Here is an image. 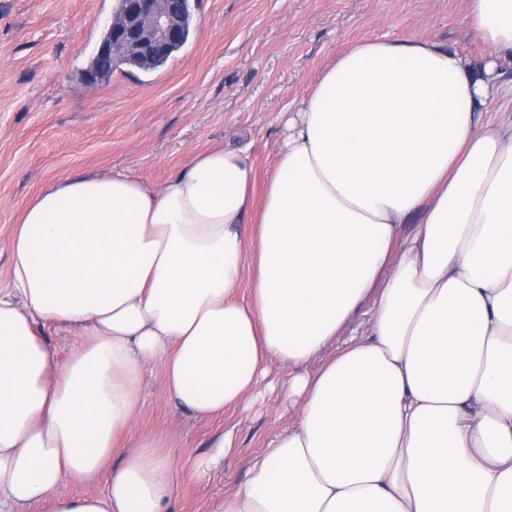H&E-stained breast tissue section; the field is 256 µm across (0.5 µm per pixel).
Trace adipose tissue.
Here are the masks:
<instances>
[{
    "mask_svg": "<svg viewBox=\"0 0 512 512\" xmlns=\"http://www.w3.org/2000/svg\"><path fill=\"white\" fill-rule=\"evenodd\" d=\"M468 17L512 55V0ZM494 97L512 99L496 59L364 39L288 113L264 188L221 146L158 184L44 186L0 289V512H171L166 440L131 434L145 367L216 420L274 364L301 410L216 512H512V116L481 125ZM58 332L80 339L63 361Z\"/></svg>",
    "mask_w": 512,
    "mask_h": 512,
    "instance_id": "adipose-tissue-1",
    "label": "adipose tissue"
}]
</instances>
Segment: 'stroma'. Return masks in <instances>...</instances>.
Listing matches in <instances>:
<instances>
[{
	"label": "stroma",
	"mask_w": 512,
	"mask_h": 512,
	"mask_svg": "<svg viewBox=\"0 0 512 512\" xmlns=\"http://www.w3.org/2000/svg\"><path fill=\"white\" fill-rule=\"evenodd\" d=\"M114 4L0 0V288L9 284L14 224L46 183L115 167L158 183L219 144L248 147L263 182L274 168L283 112L308 96L347 45L434 37L475 67L492 52L469 24L468 0H190L189 41L165 67L94 82L88 66ZM270 378L275 391L208 421L178 408L158 368H146L132 433L169 442L173 512H212L247 481V460L297 416L287 369L273 367ZM223 430L233 438L223 473L196 478Z\"/></svg>",
	"instance_id": "stroma-1"
}]
</instances>
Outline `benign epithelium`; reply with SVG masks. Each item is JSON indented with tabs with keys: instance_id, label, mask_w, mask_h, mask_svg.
I'll return each instance as SVG.
<instances>
[{
	"instance_id": "7a95c632",
	"label": "benign epithelium",
	"mask_w": 512,
	"mask_h": 512,
	"mask_svg": "<svg viewBox=\"0 0 512 512\" xmlns=\"http://www.w3.org/2000/svg\"><path fill=\"white\" fill-rule=\"evenodd\" d=\"M110 37L100 43L97 53L114 56L158 57L169 54L183 39L182 15L169 0H126V8L112 17Z\"/></svg>"
}]
</instances>
